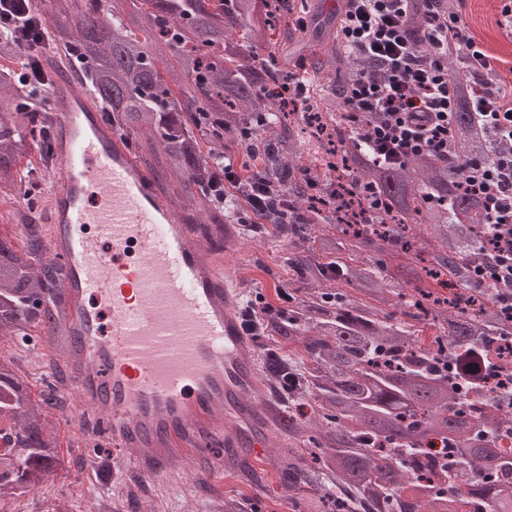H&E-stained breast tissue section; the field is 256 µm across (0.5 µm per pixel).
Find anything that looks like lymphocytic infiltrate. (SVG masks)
I'll list each match as a JSON object with an SVG mask.
<instances>
[{
	"mask_svg": "<svg viewBox=\"0 0 512 512\" xmlns=\"http://www.w3.org/2000/svg\"><path fill=\"white\" fill-rule=\"evenodd\" d=\"M440 3L342 0L337 25L344 44L370 64L346 88L347 104L365 117L359 140L377 160L399 163L424 152L447 157L456 102L447 56L449 44H458L461 68L473 82V115L500 145L499 151L466 162L467 184L489 224L509 235L474 274L512 288V92L490 81V60L463 34L461 14L441 11ZM417 12L427 17L419 31L413 27Z\"/></svg>",
	"mask_w": 512,
	"mask_h": 512,
	"instance_id": "f902f5d3",
	"label": "lymphocytic infiltrate"
}]
</instances>
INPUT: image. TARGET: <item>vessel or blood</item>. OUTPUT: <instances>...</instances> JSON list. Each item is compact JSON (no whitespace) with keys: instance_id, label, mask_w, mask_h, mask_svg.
Here are the masks:
<instances>
[{"instance_id":"1","label":"vessel or blood","mask_w":512,"mask_h":512,"mask_svg":"<svg viewBox=\"0 0 512 512\" xmlns=\"http://www.w3.org/2000/svg\"><path fill=\"white\" fill-rule=\"evenodd\" d=\"M47 98L60 165L45 258L65 265L60 314L34 339L64 363L77 406L112 437L113 474L149 479L173 466L259 454L277 415L248 395L256 358L237 313L242 290L213 245L228 224L178 207L73 68L53 65Z\"/></svg>"}]
</instances>
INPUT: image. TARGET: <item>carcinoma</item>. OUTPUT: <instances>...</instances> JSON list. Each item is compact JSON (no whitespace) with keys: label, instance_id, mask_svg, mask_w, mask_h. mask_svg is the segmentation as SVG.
Wrapping results in <instances>:
<instances>
[{"label":"carcinoma","instance_id":"1","mask_svg":"<svg viewBox=\"0 0 512 512\" xmlns=\"http://www.w3.org/2000/svg\"><path fill=\"white\" fill-rule=\"evenodd\" d=\"M51 39L78 64L107 121L142 132L160 161L142 155L154 177L176 190L192 181L205 200L209 181L243 156L246 176L232 201L251 196L258 174L282 205L262 219L291 235L288 310L264 316L263 335L302 344V362L267 359L266 380L288 400L310 397L317 434L294 417L276 430L309 443L288 448V487H314L306 512H512V387L482 402L488 358L499 373L512 357L496 346L512 337L505 288L479 284L472 267L497 246V232L469 194L460 163L491 148L473 119L471 80L448 52L458 89L449 157L377 162L346 124L345 89L362 62L330 26L309 65L288 70L273 41L271 3L309 10L307 0H41ZM144 16L147 28L133 24ZM22 36L0 39V196L31 186L35 154L53 153L34 87L20 74ZM318 90L309 108L277 102L271 87L293 75ZM369 188L381 207L350 199ZM40 225L26 224L16 246L0 234V340L30 341L53 317L61 267L43 262ZM431 344H425L426 331ZM34 393L18 364L0 358V505L52 482L61 439L48 420L65 402L64 367ZM440 447V452L433 448ZM466 488L461 501L457 490Z\"/></svg>","mask_w":512,"mask_h":512}]
</instances>
